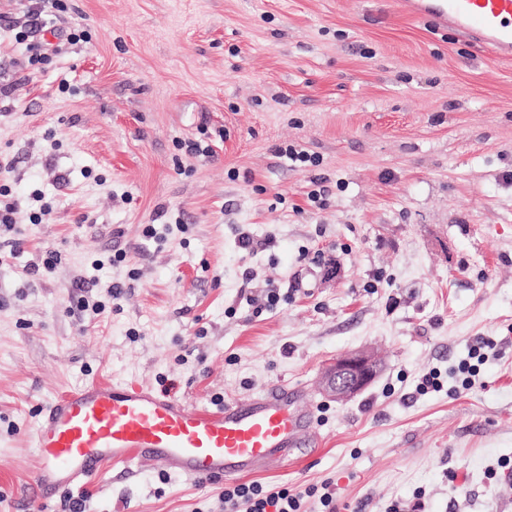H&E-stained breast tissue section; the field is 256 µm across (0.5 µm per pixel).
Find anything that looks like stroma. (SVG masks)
I'll return each mask as SVG.
<instances>
[{"label":"stroma","mask_w":512,"mask_h":512,"mask_svg":"<svg viewBox=\"0 0 512 512\" xmlns=\"http://www.w3.org/2000/svg\"><path fill=\"white\" fill-rule=\"evenodd\" d=\"M69 5L54 25L90 39L43 69L0 29L8 184L53 208L16 214L0 253V512H224L223 482L156 464L34 495L41 411L94 379L213 409L298 385L312 443L247 482L332 479L339 512L418 493L424 512H512L488 479L512 461V60L394 0ZM484 336L497 351L462 386ZM365 349L375 382L325 395L324 368ZM432 370L442 390L417 391ZM494 346L495 345L493 340L483 339L478 347L474 346V348L469 351V359H463L459 362L457 368L454 369V373L459 375L467 374L469 376H475L478 373L479 368H477L474 364L472 365L470 359L476 358L478 364H483V361L485 358H487V356L484 352L481 353V350L485 348L493 349Z\"/></svg>","instance_id":"obj_1"}]
</instances>
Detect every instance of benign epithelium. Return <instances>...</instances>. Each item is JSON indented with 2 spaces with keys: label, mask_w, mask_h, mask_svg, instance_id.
I'll return each instance as SVG.
<instances>
[{
  "label": "benign epithelium",
  "mask_w": 512,
  "mask_h": 512,
  "mask_svg": "<svg viewBox=\"0 0 512 512\" xmlns=\"http://www.w3.org/2000/svg\"><path fill=\"white\" fill-rule=\"evenodd\" d=\"M380 370V360L369 350L345 353L327 367L322 389L330 397L346 400L371 385Z\"/></svg>",
  "instance_id": "7a95c632"
}]
</instances>
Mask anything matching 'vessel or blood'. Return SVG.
I'll list each match as a JSON object with an SVG mask.
<instances>
[{
    "label": "vessel or blood",
    "mask_w": 512,
    "mask_h": 512,
    "mask_svg": "<svg viewBox=\"0 0 512 512\" xmlns=\"http://www.w3.org/2000/svg\"><path fill=\"white\" fill-rule=\"evenodd\" d=\"M396 7L467 36L492 59H512V0H397ZM312 429L299 387L208 409L162 389L95 380L47 407L35 435L34 491L48 499L104 467L146 462L195 480L259 473L287 462Z\"/></svg>",
    "instance_id": "obj_1"
}]
</instances>
